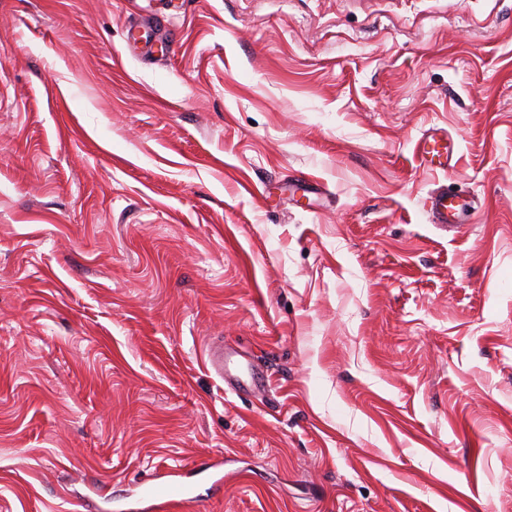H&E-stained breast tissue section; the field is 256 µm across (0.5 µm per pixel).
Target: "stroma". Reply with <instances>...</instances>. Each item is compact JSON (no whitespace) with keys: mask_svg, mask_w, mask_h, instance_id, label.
I'll return each instance as SVG.
<instances>
[{"mask_svg":"<svg viewBox=\"0 0 512 512\" xmlns=\"http://www.w3.org/2000/svg\"><path fill=\"white\" fill-rule=\"evenodd\" d=\"M168 474L185 512H512V0H0V512ZM448 141V133L441 128L424 130L414 143L420 164L427 169L448 171L454 151V144ZM484 201L479 197L461 202L446 190H434L426 201V214L430 224H442L455 229L472 224L480 213Z\"/></svg>","mask_w":512,"mask_h":512,"instance_id":"1","label":"stroma"}]
</instances>
